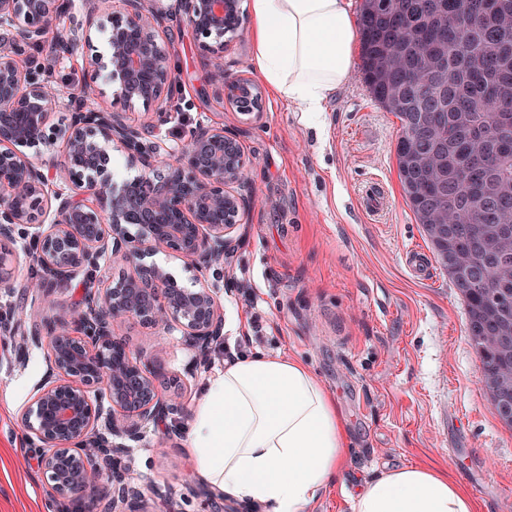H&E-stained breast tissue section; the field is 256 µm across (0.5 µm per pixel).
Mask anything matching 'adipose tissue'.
Here are the masks:
<instances>
[{"instance_id":"adipose-tissue-1","label":"adipose tissue","mask_w":512,"mask_h":512,"mask_svg":"<svg viewBox=\"0 0 512 512\" xmlns=\"http://www.w3.org/2000/svg\"><path fill=\"white\" fill-rule=\"evenodd\" d=\"M253 62L278 96L310 114L348 79L358 40L345 0H250ZM344 416L302 362L256 353L225 364L197 400L184 447L198 475L247 512H308L345 465ZM442 466L367 481L353 512H477Z\"/></svg>"}]
</instances>
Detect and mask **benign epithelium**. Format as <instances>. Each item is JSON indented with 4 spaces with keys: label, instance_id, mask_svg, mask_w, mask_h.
Here are the masks:
<instances>
[{
    "label": "benign epithelium",
    "instance_id": "7a95c632",
    "mask_svg": "<svg viewBox=\"0 0 512 512\" xmlns=\"http://www.w3.org/2000/svg\"><path fill=\"white\" fill-rule=\"evenodd\" d=\"M103 0H80L83 18L66 33L52 25L74 0H0V283L13 277L12 251L21 241L37 264L26 289L53 312L40 329L14 331L17 352L45 346L47 371L21 416L28 441L50 446L40 467L55 512H146L143 492L120 469L150 423L177 421L182 393L154 361L134 355L116 327L130 320L177 331L195 351V364L210 361L224 335V253L250 204L248 161L237 136L224 125L189 129L179 144L148 142L145 134L167 125L178 78L160 44L168 20L186 27L206 56H224V37L243 31L240 0H175L163 11L153 0H122L108 13L107 52L93 48ZM54 41L63 52L85 51L83 80L73 91L55 87L56 61L36 52ZM207 84L244 115L262 111L252 79L217 65ZM116 85L126 106L140 104L144 121L126 122L105 104L104 87ZM56 112L70 113L56 128ZM65 148L55 173L23 151L50 136ZM125 154L141 174L116 186L112 150ZM137 227L131 233L130 227ZM435 234L459 250L467 242L460 224H439ZM158 252L181 257L198 275L182 287L164 267L144 259ZM133 270L115 285L97 275L115 255ZM82 279L84 306L66 307L58 293Z\"/></svg>",
    "mask_w": 512,
    "mask_h": 512
}]
</instances>
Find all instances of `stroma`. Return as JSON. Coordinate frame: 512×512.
<instances>
[{"label":"stroma","mask_w":512,"mask_h":512,"mask_svg":"<svg viewBox=\"0 0 512 512\" xmlns=\"http://www.w3.org/2000/svg\"><path fill=\"white\" fill-rule=\"evenodd\" d=\"M161 44L177 63L184 108L161 138L173 145L185 126L217 123L251 160L242 241L224 254L223 341L235 354L299 359L344 412V472L310 512H352L364 480L427 461L449 467L481 512H512V430L482 391L460 291L438 263L418 275L405 261L408 250L431 246L398 175L401 123L371 97L361 58L324 112L298 111L266 88L256 118L227 108L206 84L211 60L185 29L169 24ZM32 264L17 251L16 276L0 285V326L23 309L51 319L23 288ZM118 334L180 379L189 409L224 367L219 351L208 368L196 367L176 332L130 321ZM11 356L0 348V512H53L40 454L20 424L46 350L29 346L22 367ZM187 428L184 419L147 425L126 480L144 492L149 512H244L196 474Z\"/></svg>","instance_id":"stroma-1"}]
</instances>
